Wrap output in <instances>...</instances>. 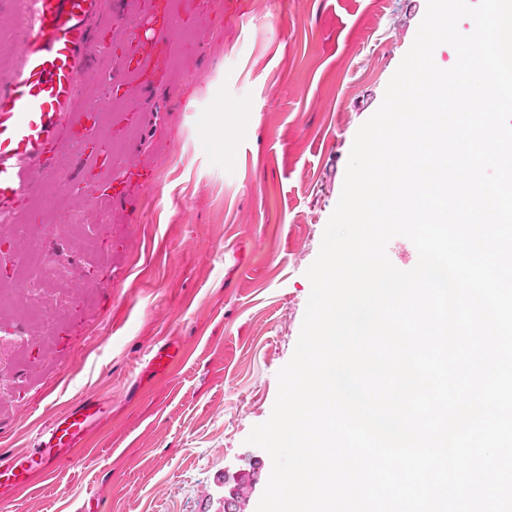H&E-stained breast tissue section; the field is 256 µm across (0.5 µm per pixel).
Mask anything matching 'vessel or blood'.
<instances>
[{
	"mask_svg": "<svg viewBox=\"0 0 512 512\" xmlns=\"http://www.w3.org/2000/svg\"><path fill=\"white\" fill-rule=\"evenodd\" d=\"M20 25L26 45L18 49L14 69L0 80V213L16 210L29 196L33 174H59L57 147L61 130L85 144L89 112L76 111L78 77L101 56L95 26H111L103 0H22ZM132 31L122 55L114 57L109 86L126 77L142 79L152 67ZM113 180L83 179L82 198L93 205L113 189ZM100 402L86 396L53 417L36 448L26 453L0 451V480L20 482L23 475L54 470L81 448Z\"/></svg>",
	"mask_w": 512,
	"mask_h": 512,
	"instance_id": "b4317fda",
	"label": "vessel or blood"
}]
</instances>
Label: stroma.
Here are the masks:
<instances>
[{
  "mask_svg": "<svg viewBox=\"0 0 512 512\" xmlns=\"http://www.w3.org/2000/svg\"><path fill=\"white\" fill-rule=\"evenodd\" d=\"M426 9L193 0L176 54L104 104L125 115L105 133L123 195L85 209L96 250L71 252L65 287L44 289L69 305L42 335L0 316V449L28 452L84 396L107 413L52 473L1 488L0 512H224L243 470L255 473L243 512H256L272 460L247 438L294 353L354 137ZM32 196V224L77 202L38 176ZM167 342L180 359L162 372L152 350Z\"/></svg>",
  "mask_w": 512,
  "mask_h": 512,
  "instance_id": "35a3bbf8",
  "label": "stroma"
}]
</instances>
